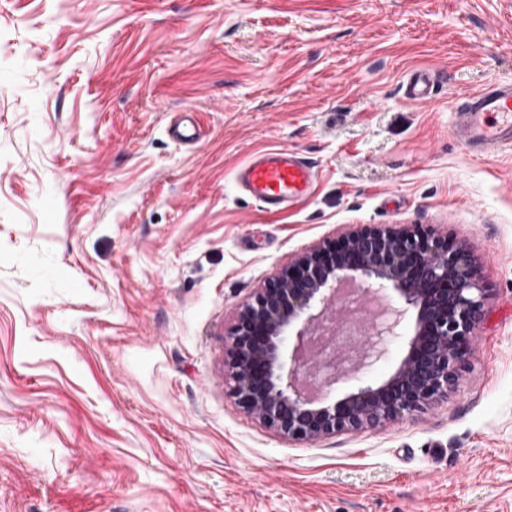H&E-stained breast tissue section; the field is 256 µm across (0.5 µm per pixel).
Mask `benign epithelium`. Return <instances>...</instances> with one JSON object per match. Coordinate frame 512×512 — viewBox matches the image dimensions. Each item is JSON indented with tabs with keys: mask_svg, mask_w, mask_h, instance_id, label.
<instances>
[{
	"mask_svg": "<svg viewBox=\"0 0 512 512\" xmlns=\"http://www.w3.org/2000/svg\"><path fill=\"white\" fill-rule=\"evenodd\" d=\"M393 292L369 309L359 337L311 361L315 337L342 323L348 296ZM485 288L470 250L421 225L364 224L298 255L239 310L224 340L230 393L247 413L292 441L383 428L448 397L483 313ZM403 338L384 378L368 372ZM350 388L316 400L310 388Z\"/></svg>",
	"mask_w": 512,
	"mask_h": 512,
	"instance_id": "1",
	"label": "benign epithelium"
}]
</instances>
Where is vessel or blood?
<instances>
[{
    "mask_svg": "<svg viewBox=\"0 0 512 512\" xmlns=\"http://www.w3.org/2000/svg\"><path fill=\"white\" fill-rule=\"evenodd\" d=\"M437 76L421 68L406 75L402 88L407 100L430 99ZM451 132L457 142L478 154L492 156L512 146V83L469 95L455 114ZM170 136L184 144L198 140L200 131L192 113H178ZM320 178L318 169L297 151L272 148L251 155L234 173V183L265 211L276 214L303 204Z\"/></svg>",
    "mask_w": 512,
    "mask_h": 512,
    "instance_id": "b4317fda",
    "label": "vessel or blood"
}]
</instances>
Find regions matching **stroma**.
<instances>
[{"label": "stroma", "mask_w": 512, "mask_h": 512, "mask_svg": "<svg viewBox=\"0 0 512 512\" xmlns=\"http://www.w3.org/2000/svg\"><path fill=\"white\" fill-rule=\"evenodd\" d=\"M499 81L512 0H0V512H512V150L450 132ZM276 147L321 178L271 215L233 175ZM359 224L466 244L483 315L447 398L291 441L230 395L224 338ZM437 83V76L428 69H416L405 76L402 88L404 97L413 102L430 99ZM169 134L173 139L184 144H192L198 140L200 131L195 124L193 112H178L169 127Z\"/></svg>", "instance_id": "obj_1"}]
</instances>
